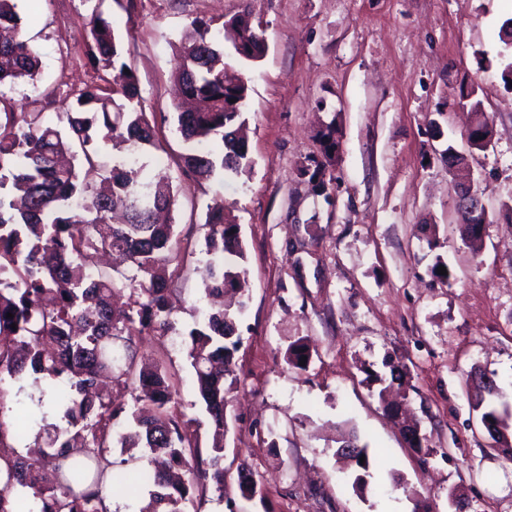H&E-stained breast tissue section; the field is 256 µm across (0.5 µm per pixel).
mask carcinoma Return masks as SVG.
Wrapping results in <instances>:
<instances>
[{
  "mask_svg": "<svg viewBox=\"0 0 512 512\" xmlns=\"http://www.w3.org/2000/svg\"><path fill=\"white\" fill-rule=\"evenodd\" d=\"M18 2L0 0V30L9 33L0 35V376L19 383L16 395H26L40 419L25 453L3 457L0 482L20 495L11 503L0 492V512H108L101 495L107 484L152 485L140 512H188L195 493L209 487L224 498L227 379L241 343L236 316L246 302L233 311L203 312L185 344L210 420L204 459L197 431L171 410L169 368L139 369L130 354L119 366L114 356L118 341L128 351L134 335L173 327L169 288L159 269L174 260L177 244L174 225L157 218L175 204L169 177L134 181L123 158L100 149L102 143L133 154L144 146L159 148L155 127L134 104L137 78L125 73L123 43L112 22L93 12L85 56L93 69L113 72L112 86H86L75 96L78 111L58 112L51 122L41 112H16L5 105V95L17 81L33 84L38 97H50L34 84L39 55L21 24ZM250 18L244 9L238 57L255 62L265 45ZM190 27L175 79L183 100L206 106H174L186 144L181 168L205 179L218 168L245 174L253 164L240 135L248 86L228 76L211 21L195 17ZM217 139L223 150L215 155L210 144ZM205 226V297L243 290V241L219 195L207 206ZM117 275L132 289L119 307L113 302ZM304 356H310L304 341L288 345V365L300 367ZM28 378L39 396L27 392ZM104 378L130 389L132 404L115 401L101 387ZM5 405L0 388L1 448L28 431L24 416L3 419ZM115 437L123 448L165 456L167 466L150 474L127 470V460H112ZM237 482L242 498L264 500L244 463L237 467Z\"/></svg>",
  "mask_w": 512,
  "mask_h": 512,
  "instance_id": "1",
  "label": "carcinoma"
}]
</instances>
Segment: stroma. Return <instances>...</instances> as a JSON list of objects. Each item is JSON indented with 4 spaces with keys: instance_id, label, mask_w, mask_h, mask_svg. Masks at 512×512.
<instances>
[{
    "instance_id": "stroma-1",
    "label": "stroma",
    "mask_w": 512,
    "mask_h": 512,
    "mask_svg": "<svg viewBox=\"0 0 512 512\" xmlns=\"http://www.w3.org/2000/svg\"><path fill=\"white\" fill-rule=\"evenodd\" d=\"M250 8L265 56L238 71L249 173L208 181L177 167L184 144L171 100L172 75L191 18L214 29ZM91 0H21L23 25L41 61L50 98L28 84L14 107L55 119L73 90L96 83L82 50ZM134 71L140 105L155 120L159 149L136 165L167 172L179 241L167 267L175 324L137 337V363L172 373L176 411L200 436L209 418L198 402L182 338L207 306L203 291L205 213L222 194L245 244L248 306L226 407L223 495L206 492L198 512H512V460L490 439L465 384L492 374L512 411V87L502 80L512 44L500 37L512 0H105ZM472 86L491 131L478 150L473 120L458 105ZM336 152L316 173L320 132ZM468 164L488 211L479 251L461 238L456 187L443 157ZM447 266L437 279L436 266ZM310 346L305 368L286 364L288 345ZM393 356L406 367L394 391L421 425L422 456L403 440L378 397L377 376ZM375 459L363 491L359 473L336 462L342 437ZM247 463L264 501L241 498L235 471Z\"/></svg>"
}]
</instances>
